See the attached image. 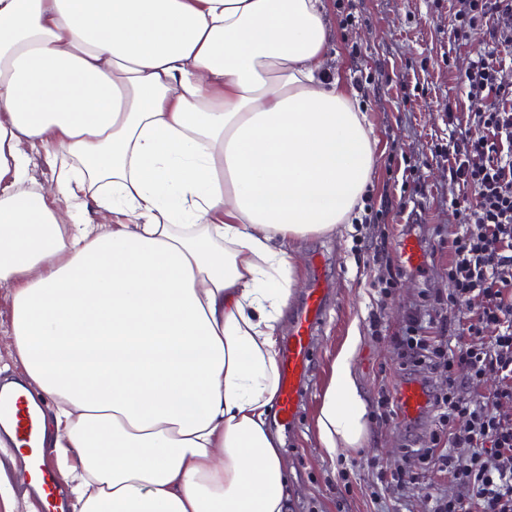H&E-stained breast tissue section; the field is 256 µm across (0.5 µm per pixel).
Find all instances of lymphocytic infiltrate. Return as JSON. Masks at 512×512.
Instances as JSON below:
<instances>
[{
  "label": "lymphocytic infiltrate",
  "instance_id": "obj_1",
  "mask_svg": "<svg viewBox=\"0 0 512 512\" xmlns=\"http://www.w3.org/2000/svg\"><path fill=\"white\" fill-rule=\"evenodd\" d=\"M481 33L492 46L462 82L487 108L443 150L451 182L473 194L467 222L448 240V304L469 314L456 343L426 335L417 312L395 337L404 365L445 378L431 392L438 419L420 453L449 477L448 487H428L431 512H512V0H468L453 39ZM490 376L494 389L474 394ZM458 446L469 448L466 458L453 455Z\"/></svg>",
  "mask_w": 512,
  "mask_h": 512
}]
</instances>
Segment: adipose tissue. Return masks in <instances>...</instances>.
I'll list each match as a JSON object with an SVG mask.
<instances>
[{"mask_svg": "<svg viewBox=\"0 0 512 512\" xmlns=\"http://www.w3.org/2000/svg\"><path fill=\"white\" fill-rule=\"evenodd\" d=\"M325 0H0V286L71 512H291L269 428L288 243L360 219L375 141ZM51 187H27L23 144ZM99 225L77 219L87 203ZM351 331L315 420L368 438ZM27 150L31 153V162L29 165V180L27 186H36L47 184L52 181L53 167L48 162L42 150Z\"/></svg>", "mask_w": 512, "mask_h": 512, "instance_id": "1", "label": "adipose tissue"}]
</instances>
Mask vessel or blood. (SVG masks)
<instances>
[{
    "mask_svg": "<svg viewBox=\"0 0 512 512\" xmlns=\"http://www.w3.org/2000/svg\"><path fill=\"white\" fill-rule=\"evenodd\" d=\"M401 257L412 269L427 264L428 256L419 241L405 237L401 244ZM328 306V288L321 278H314L303 302L293 316L288 338L280 355V381L276 401V416L286 425L295 424L301 405V391L306 383L314 357L315 334L324 319ZM394 399L402 411L416 416L429 402L423 386L416 382L404 384L395 391ZM0 415L8 417L15 426L16 438L21 445L31 441L35 421L25 395L0 397Z\"/></svg>",
    "mask_w": 512,
    "mask_h": 512,
    "instance_id": "b4317fda",
    "label": "vessel or blood"
}]
</instances>
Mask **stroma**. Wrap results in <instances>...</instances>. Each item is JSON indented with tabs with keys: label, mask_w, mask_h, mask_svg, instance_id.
I'll return each mask as SVG.
<instances>
[{
	"label": "stroma",
	"mask_w": 512,
	"mask_h": 512,
	"mask_svg": "<svg viewBox=\"0 0 512 512\" xmlns=\"http://www.w3.org/2000/svg\"><path fill=\"white\" fill-rule=\"evenodd\" d=\"M332 41L329 68L339 70L365 112L376 141L371 185L361 221L338 225L331 234L295 244L301 278L285 310L293 316L313 275L331 293L317 331L308 389L295 427L271 422L283 441L291 472L294 512H429L425 485L446 484L443 472H425L416 455L427 447L436 423L434 406L418 418L383 407L384 396L413 379L393 349V337L414 309H429L446 334H453L463 310L448 306V236L451 199L471 194L451 184L445 107L456 100L462 124L483 109L461 84L471 58L486 51L482 37L454 43L452 29L466 0H326ZM419 239L429 255L420 270L405 268L400 240ZM361 341L353 358L354 378L369 408L371 436L365 447L327 461L314 420L330 367L350 329ZM419 476L420 489L398 500L387 482L400 473Z\"/></svg>",
	"instance_id": "stroma-1"
}]
</instances>
